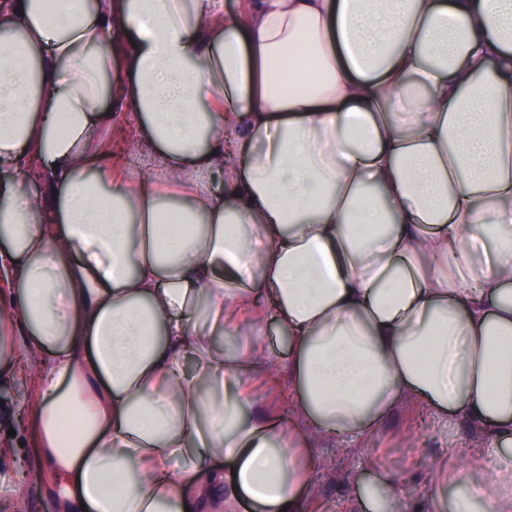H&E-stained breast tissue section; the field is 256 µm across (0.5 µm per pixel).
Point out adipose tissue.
<instances>
[{"label": "adipose tissue", "instance_id": "1", "mask_svg": "<svg viewBox=\"0 0 512 512\" xmlns=\"http://www.w3.org/2000/svg\"><path fill=\"white\" fill-rule=\"evenodd\" d=\"M0 169V372L22 336L58 512H313V436L405 401L477 431L430 512H512V0H0ZM248 319L287 416L265 342H218ZM115 123L119 126L117 129L109 132L105 130L101 133V138L105 141H112V151L116 152L117 157L125 161V171L129 177L137 178L138 173L134 165L133 152L136 146V138L133 132L135 122L132 112L124 108L115 111ZM256 334L261 332L262 336H251V339L261 338L267 345H270L276 355H279L277 372L268 379L260 376L254 381L259 388L267 391L269 398L262 405L268 412L274 410L280 412L288 402V333L273 321L265 320L260 329L255 328Z\"/></svg>", "mask_w": 512, "mask_h": 512}]
</instances>
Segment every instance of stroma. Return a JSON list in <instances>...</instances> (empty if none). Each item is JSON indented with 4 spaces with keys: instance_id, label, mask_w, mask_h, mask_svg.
Masks as SVG:
<instances>
[{
    "instance_id": "obj_1",
    "label": "stroma",
    "mask_w": 512,
    "mask_h": 512,
    "mask_svg": "<svg viewBox=\"0 0 512 512\" xmlns=\"http://www.w3.org/2000/svg\"><path fill=\"white\" fill-rule=\"evenodd\" d=\"M116 128L102 132L129 177H136L134 118L118 109ZM262 338L279 357L272 378H257L268 398L266 410L281 411L288 402V333L273 321H265ZM0 512H55V484L37 448L35 421L26 410L29 385L19 376L0 380ZM473 430L467 422H441L423 408L403 404L367 440L340 450L314 442L317 465L311 473L318 496V512H346L350 478L370 467L389 471L401 493L403 512H422L427 498L424 474L431 468L458 473L471 452ZM28 475L24 494L11 481L14 469Z\"/></svg>"
}]
</instances>
